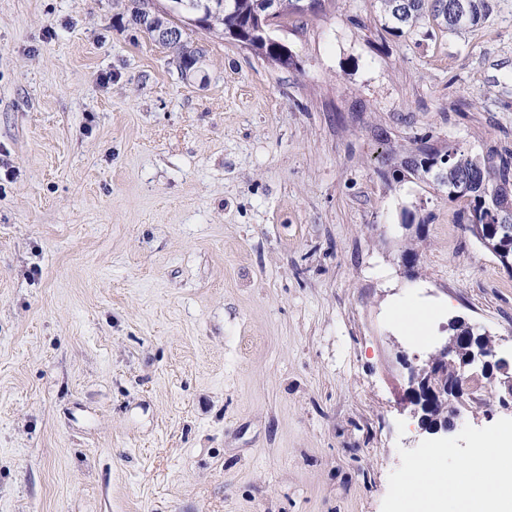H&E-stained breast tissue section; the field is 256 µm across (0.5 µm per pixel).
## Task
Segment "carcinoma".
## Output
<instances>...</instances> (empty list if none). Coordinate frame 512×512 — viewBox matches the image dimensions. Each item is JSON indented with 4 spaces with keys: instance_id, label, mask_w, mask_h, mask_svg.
<instances>
[{
    "instance_id": "cac0c4a2",
    "label": "carcinoma",
    "mask_w": 512,
    "mask_h": 512,
    "mask_svg": "<svg viewBox=\"0 0 512 512\" xmlns=\"http://www.w3.org/2000/svg\"><path fill=\"white\" fill-rule=\"evenodd\" d=\"M265 0H231L233 13L214 12L209 28L250 25L264 14ZM387 33L412 34L422 22L429 21L452 33L474 30L481 26L494 8L495 0H376ZM398 150L389 148L384 164L390 165L393 180H404L405 174L417 175L446 190L448 200L461 201L458 222L498 261L504 255L497 251L490 224H512V193L504 185L512 182V149L494 147L482 154H472L456 147L441 148L422 137L416 146L394 165Z\"/></svg>"
}]
</instances>
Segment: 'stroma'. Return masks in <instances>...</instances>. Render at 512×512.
I'll return each mask as SVG.
<instances>
[{"label": "stroma", "instance_id": "35a3bbf8", "mask_svg": "<svg viewBox=\"0 0 512 512\" xmlns=\"http://www.w3.org/2000/svg\"><path fill=\"white\" fill-rule=\"evenodd\" d=\"M128 7L0 0V512H409L512 412L426 433L399 357L511 345L512 273L381 157L512 148V0L460 37L324 0L290 68L194 31L188 79ZM431 313L421 308H407L397 313L400 323L416 335H421L431 320Z\"/></svg>", "mask_w": 512, "mask_h": 512}]
</instances>
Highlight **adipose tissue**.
<instances>
[{"label":"adipose tissue","mask_w":512,"mask_h":512,"mask_svg":"<svg viewBox=\"0 0 512 512\" xmlns=\"http://www.w3.org/2000/svg\"><path fill=\"white\" fill-rule=\"evenodd\" d=\"M408 494L416 501L415 512H512V431L496 433L491 447L473 454L448 478L423 461L408 475Z\"/></svg>","instance_id":"ef3b65f1"}]
</instances>
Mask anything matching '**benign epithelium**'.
<instances>
[{
  "label": "benign epithelium",
  "instance_id": "obj_1",
  "mask_svg": "<svg viewBox=\"0 0 512 512\" xmlns=\"http://www.w3.org/2000/svg\"><path fill=\"white\" fill-rule=\"evenodd\" d=\"M141 15L152 29L156 39L167 45L172 40L182 41V35L194 28L205 31L208 27L207 17L217 8L230 7L228 0L216 3L214 0H143ZM180 19L178 25L172 26L162 21V18ZM276 0H266L263 17L262 40L268 44L286 47V44L272 35V26L278 23ZM467 346L465 356L461 357L453 376V394L434 384V378L443 373V365L452 362L459 352L457 344ZM406 373L404 376L405 404L410 407V414L420 416L421 410L418 398L423 394L429 395L433 405L443 409L448 408L449 423L428 428L431 433L448 434L457 427L461 412L455 404H464L469 393L468 379L477 372H483L489 377L499 376V385L504 392L500 397V405L505 410L512 411V358L506 356L500 344L477 346L474 337L451 336L444 338L435 351L422 359L415 355H402Z\"/></svg>",
  "mask_w": 512,
  "mask_h": 512
}]
</instances>
